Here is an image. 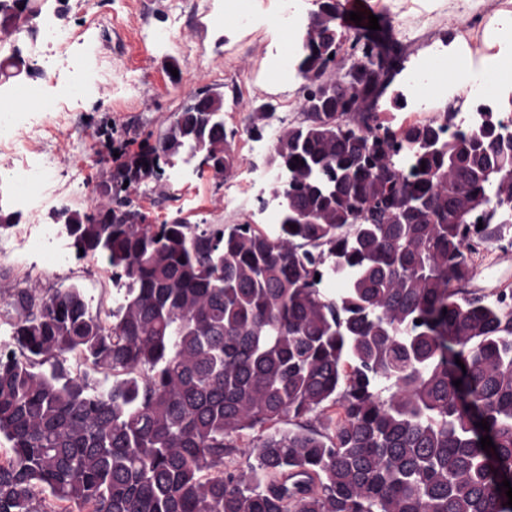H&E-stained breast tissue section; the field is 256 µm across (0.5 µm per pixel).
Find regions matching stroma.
Segmentation results:
<instances>
[{
	"mask_svg": "<svg viewBox=\"0 0 512 512\" xmlns=\"http://www.w3.org/2000/svg\"><path fill=\"white\" fill-rule=\"evenodd\" d=\"M372 13L390 22L403 47L392 88L407 91L406 73L436 49L459 43L461 29L474 17L493 31L503 16H512V0H370ZM277 0H48L46 14L61 10L77 22L76 43L57 51L62 69H75L85 81L78 111L29 112L27 122L41 128L40 138L26 143L21 153L34 160L40 149L62 155L52 180L35 193L29 208H16L12 185L0 180V211L18 212L20 225L53 223L59 211H86L88 197L79 182H94L102 173L110 146L100 137L103 124H111L122 137L140 130L166 126L171 114L195 92L209 84L224 94V125L236 130L233 149L239 171L261 162L249 153L245 119L260 105L283 103L299 95L302 80L269 79L268 64L274 49L286 46L290 33L272 19ZM72 129L71 136L60 133ZM165 199L150 187L140 188L135 201L154 223L179 216L191 224H235L242 221L265 226L259 190L241 195L239 182H224L194 163L175 160L166 169ZM99 263L70 258L52 271H44L42 256L28 253L19 260L0 259V336L7 331L1 316L13 289L26 281L41 288L76 284L104 309L112 307V283L99 276ZM471 288L490 291L512 288V245L493 248L476 262Z\"/></svg>",
	"mask_w": 512,
	"mask_h": 512,
	"instance_id": "obj_1",
	"label": "stroma"
}]
</instances>
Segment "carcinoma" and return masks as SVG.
Returning <instances> with one entry per match:
<instances>
[{"instance_id":"carcinoma-1","label":"carcinoma","mask_w":512,"mask_h":512,"mask_svg":"<svg viewBox=\"0 0 512 512\" xmlns=\"http://www.w3.org/2000/svg\"><path fill=\"white\" fill-rule=\"evenodd\" d=\"M46 3L0 0V29ZM341 18L317 0L302 43L300 99L317 110L248 115L249 134L280 123L265 162L286 181L277 234L127 220L191 146L234 177L237 131L210 86L124 143L107 201L61 213L77 258L100 260L122 296L94 310L75 284L11 294L0 512H512L498 490L512 481V289L462 287L481 248L512 239L487 213L512 205V128L498 103L469 134L450 133L456 112L392 127L377 105L400 47ZM341 51L364 66L332 94ZM328 278L344 287L328 294ZM312 413L318 429L300 423ZM258 425L271 432L238 445ZM238 451L256 461L246 472L225 462Z\"/></svg>"}]
</instances>
